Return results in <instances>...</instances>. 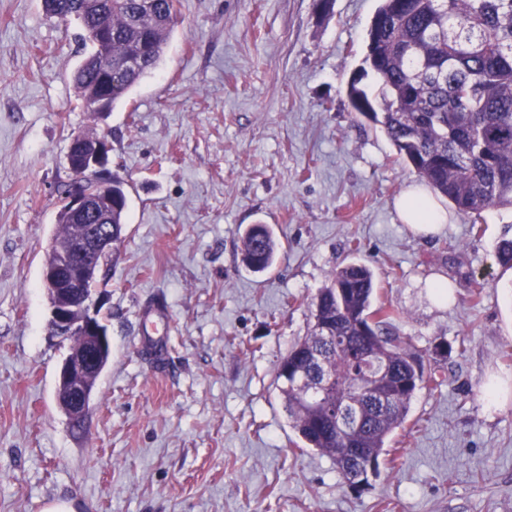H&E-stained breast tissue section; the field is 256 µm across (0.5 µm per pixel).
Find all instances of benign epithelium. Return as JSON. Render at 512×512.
<instances>
[{
    "instance_id": "7a95c632",
    "label": "benign epithelium",
    "mask_w": 512,
    "mask_h": 512,
    "mask_svg": "<svg viewBox=\"0 0 512 512\" xmlns=\"http://www.w3.org/2000/svg\"><path fill=\"white\" fill-rule=\"evenodd\" d=\"M109 151L104 139L76 135L70 141L66 163L80 179L93 172L107 177ZM101 201L112 204L105 184L83 183L65 197L64 211L80 223V232L69 248L54 249L42 273L43 287L51 298V332L66 339L78 337L87 345L82 354L66 355L57 379L59 402L74 430L82 427L90 413L96 380L104 369V358L111 355L108 332L93 292L104 270V258L115 246L112 225L87 222Z\"/></svg>"
}]
</instances>
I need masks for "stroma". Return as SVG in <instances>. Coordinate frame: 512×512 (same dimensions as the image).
Masks as SVG:
<instances>
[{"mask_svg":"<svg viewBox=\"0 0 512 512\" xmlns=\"http://www.w3.org/2000/svg\"><path fill=\"white\" fill-rule=\"evenodd\" d=\"M379 5L180 0L158 68L93 114L74 83L80 21L0 0V512L58 498L75 512H512V270L495 260L512 206L449 209L428 237L401 222L417 176L346 94ZM78 134L106 135L129 204L100 284L111 360L77 435L56 400L70 343L48 330L42 272ZM251 224L280 243L264 272L242 263ZM353 261L442 379L359 491L294 447L275 383L312 298ZM158 298L164 327L142 313ZM150 338L167 341L169 374L143 354Z\"/></svg>","mask_w":512,"mask_h":512,"instance_id":"stroma-1","label":"stroma"}]
</instances>
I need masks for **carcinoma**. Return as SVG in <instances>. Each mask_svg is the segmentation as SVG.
<instances>
[{
    "instance_id": "carcinoma-1",
    "label": "carcinoma",
    "mask_w": 512,
    "mask_h": 512,
    "mask_svg": "<svg viewBox=\"0 0 512 512\" xmlns=\"http://www.w3.org/2000/svg\"><path fill=\"white\" fill-rule=\"evenodd\" d=\"M44 0L48 15L81 21L84 41L104 29L111 35L112 62L136 59L138 69L112 77L109 105L123 98L159 65L179 23L177 0ZM91 50L75 74L89 112L106 92ZM352 108L373 109L399 157L457 210L479 214L512 206V0H381L368 32L363 65L347 84ZM116 200L92 222L114 224L120 240L127 209L124 182L116 177ZM242 262L254 272L269 269L280 244L266 224L243 236ZM496 261L512 269V238L496 248ZM377 285L366 264L338 268L312 299L314 323L280 360L277 379L288 423L305 448L333 461L341 483H369L390 437L403 427L417 391L440 385L410 339L393 325L395 312L374 306ZM372 355L384 373L377 394L365 390L361 356ZM335 376L338 394L317 395L319 374ZM358 416L348 433L336 411Z\"/></svg>"
}]
</instances>
